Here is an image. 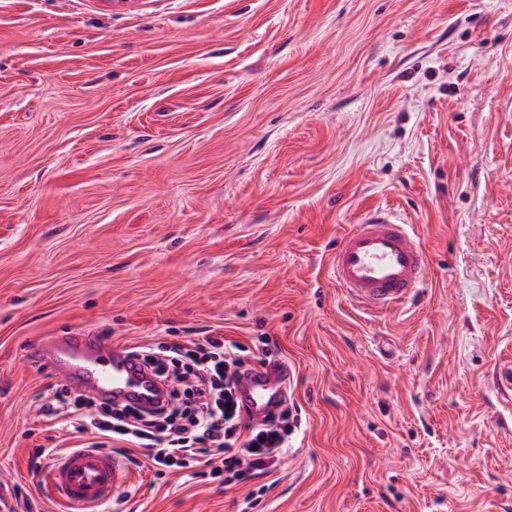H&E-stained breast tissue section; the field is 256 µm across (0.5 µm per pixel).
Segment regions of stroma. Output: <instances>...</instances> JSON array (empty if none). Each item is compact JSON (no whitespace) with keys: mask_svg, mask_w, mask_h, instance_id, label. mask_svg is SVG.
<instances>
[{"mask_svg":"<svg viewBox=\"0 0 512 512\" xmlns=\"http://www.w3.org/2000/svg\"><path fill=\"white\" fill-rule=\"evenodd\" d=\"M405 304L328 276L370 213ZM222 334L301 426L244 484L144 465L101 512H512V0H0V496L85 448L31 342ZM426 269L425 251L408 224L375 213L336 246L332 276L352 302L377 313L413 298Z\"/></svg>","mask_w":512,"mask_h":512,"instance_id":"obj_1","label":"stroma"}]
</instances>
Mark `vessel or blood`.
I'll return each mask as SVG.
<instances>
[{
    "mask_svg": "<svg viewBox=\"0 0 512 512\" xmlns=\"http://www.w3.org/2000/svg\"><path fill=\"white\" fill-rule=\"evenodd\" d=\"M426 268V254L408 226L376 213L341 239L332 276L352 302L377 313L413 298ZM35 356L95 396L140 405L162 396L161 386L150 373L129 359L123 345L106 336L80 332L46 336L37 341ZM282 389L281 376L265 367L253 368L240 382L241 394L257 420ZM128 480L129 469L119 456L72 448L50 470L51 498L65 512H98Z\"/></svg>",
    "mask_w": 512,
    "mask_h": 512,
    "instance_id": "vessel-or-blood-1",
    "label": "vessel or blood"
}]
</instances>
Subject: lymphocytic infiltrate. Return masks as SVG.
Listing matches in <instances>:
<instances>
[{
    "instance_id": "lymphocytic-infiltrate-1",
    "label": "lymphocytic infiltrate",
    "mask_w": 512,
    "mask_h": 512,
    "mask_svg": "<svg viewBox=\"0 0 512 512\" xmlns=\"http://www.w3.org/2000/svg\"><path fill=\"white\" fill-rule=\"evenodd\" d=\"M132 353L166 386L165 400L151 408H115L102 419L91 403L76 402L77 431L121 437L148 449V461L196 478L220 474L239 483L275 464L295 429L292 412L283 406L260 424L247 422L236 394L238 373L249 365L241 345L204 336L186 346H136Z\"/></svg>"
}]
</instances>
